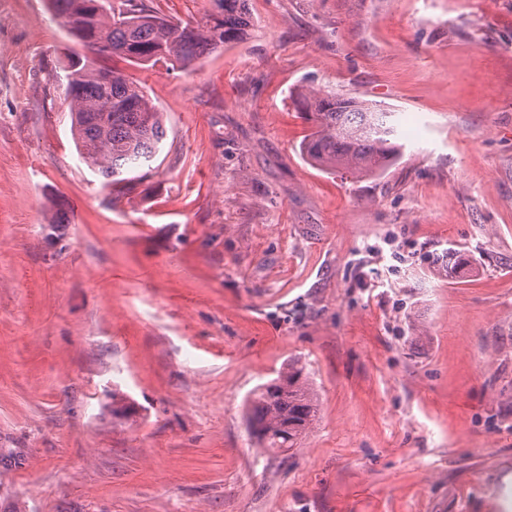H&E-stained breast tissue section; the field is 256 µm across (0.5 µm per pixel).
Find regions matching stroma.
Instances as JSON below:
<instances>
[{
    "instance_id": "obj_1",
    "label": "stroma",
    "mask_w": 512,
    "mask_h": 512,
    "mask_svg": "<svg viewBox=\"0 0 512 512\" xmlns=\"http://www.w3.org/2000/svg\"><path fill=\"white\" fill-rule=\"evenodd\" d=\"M247 8L187 69L106 59L167 128L122 193L83 46L0 0V512H512V0ZM306 88L399 113L400 157L308 161ZM291 361L320 412L269 456L246 401Z\"/></svg>"
}]
</instances>
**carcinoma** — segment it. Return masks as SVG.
<instances>
[{
	"label": "carcinoma",
	"mask_w": 512,
	"mask_h": 512,
	"mask_svg": "<svg viewBox=\"0 0 512 512\" xmlns=\"http://www.w3.org/2000/svg\"><path fill=\"white\" fill-rule=\"evenodd\" d=\"M68 28L108 44L109 55L138 65L169 62L185 68L252 29L247 0H216L204 25L173 21L141 0H47ZM64 69L77 75L66 88L76 147L105 183L125 189L124 174L149 164L166 137L163 114L123 73L80 56ZM296 102L314 123L303 154L326 170L354 177L383 172L400 155L397 113L328 90L300 91ZM318 415V399L304 366L288 363L247 399V425L257 447L286 454L301 444Z\"/></svg>",
	"instance_id": "obj_1"
}]
</instances>
